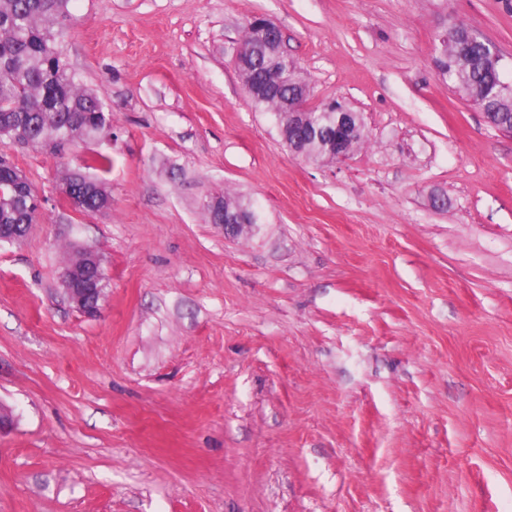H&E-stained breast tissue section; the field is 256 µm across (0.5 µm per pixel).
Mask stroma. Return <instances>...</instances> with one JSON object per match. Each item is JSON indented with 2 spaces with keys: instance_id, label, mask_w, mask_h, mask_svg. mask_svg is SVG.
<instances>
[{
  "instance_id": "1",
  "label": "stroma",
  "mask_w": 512,
  "mask_h": 512,
  "mask_svg": "<svg viewBox=\"0 0 512 512\" xmlns=\"http://www.w3.org/2000/svg\"><path fill=\"white\" fill-rule=\"evenodd\" d=\"M64 55L112 135L7 145L44 198L0 243V512H512V136L437 73L512 0H73ZM276 24L364 145L295 158L236 52ZM111 210L57 199L96 153ZM229 194L262 222L225 237ZM445 204L435 207L434 196ZM100 252L96 315L61 273Z\"/></svg>"
}]
</instances>
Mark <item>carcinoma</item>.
Wrapping results in <instances>:
<instances>
[{
	"label": "carcinoma",
	"mask_w": 512,
	"mask_h": 512,
	"mask_svg": "<svg viewBox=\"0 0 512 512\" xmlns=\"http://www.w3.org/2000/svg\"><path fill=\"white\" fill-rule=\"evenodd\" d=\"M69 3L0 0V126L35 135V149L50 147L61 134L84 142L102 139L112 130V112L79 82L63 54L64 31L56 25L68 16ZM436 52L455 61L447 75L455 91L479 99L486 112L512 113V100L498 92L490 70L456 55L452 38L439 40ZM294 66L293 61L282 66L284 81L278 94H286L288 84L301 80ZM276 95L255 105L272 112L281 124ZM0 187L4 190L0 225L37 223L39 212L27 207L33 193L30 184L16 183L14 172L4 168L0 169Z\"/></svg>",
	"instance_id": "obj_1"
}]
</instances>
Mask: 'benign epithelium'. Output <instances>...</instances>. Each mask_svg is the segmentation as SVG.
Listing matches in <instances>:
<instances>
[{
    "label": "benign epithelium",
    "mask_w": 512,
    "mask_h": 512,
    "mask_svg": "<svg viewBox=\"0 0 512 512\" xmlns=\"http://www.w3.org/2000/svg\"><path fill=\"white\" fill-rule=\"evenodd\" d=\"M247 28L258 50V56L252 63H241L243 75L248 77L245 87L251 98H261L271 91L278 80L283 39L279 27L263 17H252ZM457 39L464 46L473 42L481 44L487 65L495 72L503 71L500 52L478 32L470 30L457 36ZM257 70L262 71L259 79L255 74ZM309 96V86L300 84L283 101L284 110L288 112V136L283 138V143L295 157L303 161L314 147L321 152L325 162L347 159L351 154L350 142L357 135L366 132L361 113L352 111L344 102L336 100L323 106V119L313 122L310 113L314 108L307 104ZM81 191L100 193V207L94 213L108 210V190L104 184L88 180L81 187ZM206 207L211 223L224 228L226 237L239 236L257 224V215L247 204L214 198L207 202ZM0 228L6 234L5 240L20 243L27 237L31 225L5 224ZM104 282L105 274L100 255L92 250H84L80 253L78 262L65 269L61 285L75 309L87 316H93L98 311Z\"/></svg>",
    "instance_id": "obj_1"
}]
</instances>
